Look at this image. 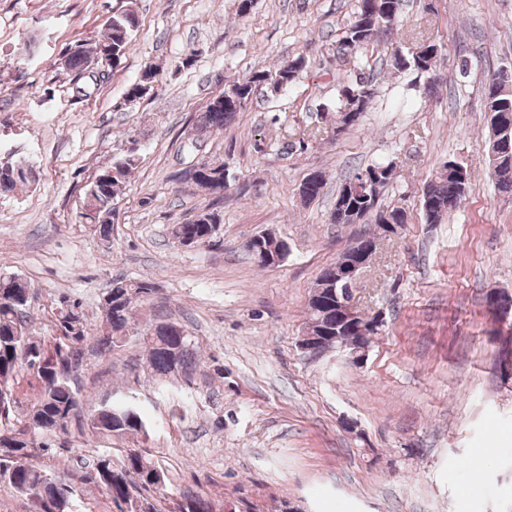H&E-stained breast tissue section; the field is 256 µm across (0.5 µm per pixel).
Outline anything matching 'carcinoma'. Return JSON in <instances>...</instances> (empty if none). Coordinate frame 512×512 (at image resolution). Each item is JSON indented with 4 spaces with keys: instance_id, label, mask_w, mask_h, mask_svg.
Returning <instances> with one entry per match:
<instances>
[{
    "instance_id": "1",
    "label": "carcinoma",
    "mask_w": 512,
    "mask_h": 512,
    "mask_svg": "<svg viewBox=\"0 0 512 512\" xmlns=\"http://www.w3.org/2000/svg\"><path fill=\"white\" fill-rule=\"evenodd\" d=\"M401 0H357V9L338 41L337 58L351 60L363 49L374 44H386L397 29ZM138 27V14L131 5L112 13L106 21V33L96 43L76 42L65 49V69L78 76L72 84L73 96L79 99L91 94V89L104 81L118 67L130 46L131 36ZM444 45L426 39L420 52L404 56L394 53V68L412 69L421 73L435 71ZM98 58L96 68L88 69L91 58ZM308 61L299 55L273 70H257L248 77L224 86L198 116L197 129L204 134L220 133L233 124L238 114L246 109L256 90L265 87L279 93L291 86L307 69ZM157 70L150 64L127 90L126 99L142 98L154 88ZM484 94L488 128V159L490 175L501 188L512 191V153L498 158V136L502 128L512 125V85H504L490 77ZM374 89L370 74L360 72L342 85L338 91L336 130H345L363 120L373 101ZM137 164L135 150L99 169L84 185L78 220L87 226L98 225L109 231L113 223L115 201L128 176ZM452 161L440 165L425 184L420 198L421 210L428 224H436L456 209L465 197L470 174L457 177ZM209 170L205 180L194 184L212 193L214 183L224 181V166L204 164ZM380 172V190H385L395 179L394 165L373 162L349 175L338 191L344 195L366 172ZM35 179V170L24 160L0 162V195L15 191ZM326 185L324 172H311L310 179L299 186L301 201L309 204L321 195ZM349 206L359 216L372 218L375 226L407 223V211L402 207L383 209L360 196L351 198ZM222 218L217 210L208 208L197 213L184 224H173L172 238L181 235L197 240L202 246L210 243L215 225ZM124 287L118 295L109 296L99 305L101 317L97 328L96 353L112 356L128 344V332H136L139 344L146 353L150 370L158 376L190 375L197 366L198 354L190 349L188 334L174 333L173 323L162 321L144 327H135L137 305L154 293L149 279H118ZM31 286L24 278L0 274V483L29 499L33 512H69V501L75 492L70 482L48 475L38 459L48 451L51 441L68 430L73 422L80 430L108 440H122L140 433L147 434L149 422L139 406L128 399L104 401L90 412L82 411L83 396L75 379L83 370L84 343L88 334L87 319L79 304L61 297L55 306L53 334L38 336L29 312L28 296ZM330 297L308 303L309 326L316 335L321 328L334 321L328 308ZM35 373L41 383L40 392L26 409L16 386L23 372ZM83 483H92L105 489L119 512H132L137 501L148 504V512H163L148 501L145 493L157 489L164 482L163 474L149 453L139 448H127L122 457L112 459V452L104 451L96 464L80 476ZM169 512H224V501L187 492Z\"/></svg>"
}]
</instances>
